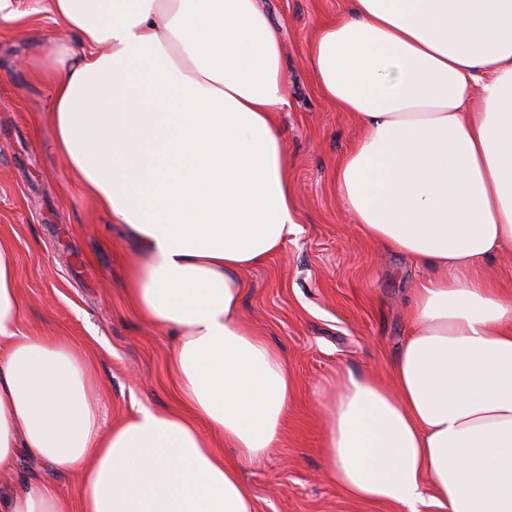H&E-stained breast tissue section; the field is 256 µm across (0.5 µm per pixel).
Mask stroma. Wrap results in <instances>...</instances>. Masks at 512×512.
Returning <instances> with one entry per match:
<instances>
[{"instance_id": "obj_1", "label": "stroma", "mask_w": 512, "mask_h": 512, "mask_svg": "<svg viewBox=\"0 0 512 512\" xmlns=\"http://www.w3.org/2000/svg\"><path fill=\"white\" fill-rule=\"evenodd\" d=\"M280 31L288 105L280 114L291 159L297 225L280 251L245 271L241 314L287 359L296 389L284 439L247 469L256 512H395L350 500L322 471L325 411L340 372L387 374L407 334L405 300L425 272L363 239L336 193V165L360 134L356 121L318 91L310 43L350 0H258ZM48 0H12L0 14V239L15 253L24 303L20 328L85 353L105 426L140 407L179 408L169 370L174 341L141 321L124 286L139 258L70 175L57 148L51 90L42 71L55 45L71 40ZM16 486L54 488L70 508L79 472H59L20 458Z\"/></svg>"}]
</instances>
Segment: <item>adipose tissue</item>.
<instances>
[{
  "instance_id": "ef3b65f1",
  "label": "adipose tissue",
  "mask_w": 512,
  "mask_h": 512,
  "mask_svg": "<svg viewBox=\"0 0 512 512\" xmlns=\"http://www.w3.org/2000/svg\"><path fill=\"white\" fill-rule=\"evenodd\" d=\"M50 10L81 46L49 61L59 152L135 243L126 298L174 334L191 413L143 407L102 428L86 357L20 331L0 240V473L23 452L80 471L79 512H255L242 473L279 447L294 390L239 314L244 272L296 224L280 33L257 0ZM308 62L364 128L336 167L360 235L429 272L387 378L339 376L324 473L399 512H512V290L482 274L512 251V0H352ZM0 512L70 510L51 487L0 486Z\"/></svg>"
}]
</instances>
